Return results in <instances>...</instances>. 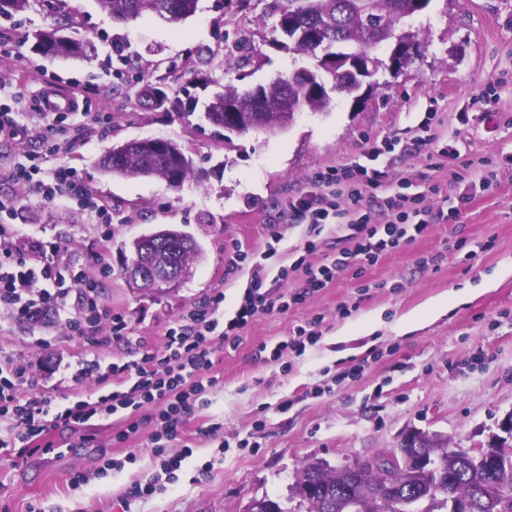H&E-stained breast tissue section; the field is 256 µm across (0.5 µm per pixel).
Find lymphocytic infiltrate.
I'll return each instance as SVG.
<instances>
[{"label":"lymphocytic infiltrate","mask_w":512,"mask_h":512,"mask_svg":"<svg viewBox=\"0 0 512 512\" xmlns=\"http://www.w3.org/2000/svg\"><path fill=\"white\" fill-rule=\"evenodd\" d=\"M434 118L433 111H426L411 127L402 146H395L387 138L369 140L363 159L317 171L303 195L289 201L291 223L309 225L313 238L343 216L348 217L351 232V247L340 250L318 268L306 267L304 259H297V266L306 274L302 288L289 295L278 294L265 289L262 280H254L240 296L233 317L226 320L221 317L224 292L215 290L167 329L162 348L145 351L140 358L121 365L113 363L104 368L95 361L80 370L81 375L95 377L101 384L109 377H121L128 384L126 390L100 395L93 402L80 400L54 414L50 398L27 394V387L34 381L25 368L0 361V422L6 423L11 434L10 439L0 440V447H7L12 439L30 443L58 425L78 432L91 418L106 419L121 409L136 411L146 406L154 409L155 438L177 439L198 400L218 383L212 374L215 353L237 346L257 315L288 311L350 268L374 264L383 254L421 235L429 225L460 217V207H433V199L441 194L439 185H428L414 194L394 187L390 170L395 150L416 154L438 146L440 156L461 160L463 167L471 170L469 189L483 193L493 188L495 174L488 170L486 161L462 159L457 140L441 144ZM0 181L12 182L45 201L69 196L83 208L95 211L101 223L113 221L75 167L59 164L45 170L36 163L1 160ZM16 205L15 199H0V308L16 319L36 321L48 308L64 309L74 289L83 303L82 313L68 321L74 335L86 337L96 346L122 340L126 326L117 315L112 318L108 335L97 333L101 320L98 279L81 269L61 268L48 256L46 246L26 249L19 244L14 226L4 220ZM313 238L307 241L306 251L314 250Z\"/></svg>","instance_id":"obj_1"}]
</instances>
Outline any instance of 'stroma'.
<instances>
[{
    "label": "stroma",
    "mask_w": 512,
    "mask_h": 512,
    "mask_svg": "<svg viewBox=\"0 0 512 512\" xmlns=\"http://www.w3.org/2000/svg\"><path fill=\"white\" fill-rule=\"evenodd\" d=\"M266 3L199 0L196 13L180 22L144 17L120 23L97 0H64L56 13L45 0H34L22 15L0 18V84L9 91L0 106L29 130L0 142V156L17 161L40 152L35 131L46 119L36 105L44 87L64 97L83 88L93 109L111 116L89 127L74 114L66 137L79 145L57 161L76 167L122 223H98L70 197L47 203L0 182V198L22 199L12 222L24 240L59 245L65 262L92 276L98 273L96 253L107 254L102 308L127 324L126 339L109 346L73 335L68 319L81 308L74 290L65 309H48L36 323L0 312V359L27 367L53 410L124 389L117 377L106 388L74 373L86 362L105 366L137 357L143 346L161 347L166 330L216 289H223L224 312L232 314L252 275L247 269L229 273L235 248L259 253L275 244L290 274L281 280L276 270L261 269L264 287L278 293L300 288L305 275L292 268L298 257L315 268L349 241L327 229L313 238L307 225L289 223L288 200L306 190L315 172L358 156L366 137L407 139L428 100L436 102L442 136L458 139L471 158L494 161L495 189L462 206L458 222L429 225L361 274L345 272L302 305L258 315L237 348L217 352L220 384L207 393V406L187 417L181 438L167 445L171 454L192 450L173 482L153 495L131 497L134 484L156 477L160 460L151 439L152 408L136 412L140 429L124 443L115 439L131 417L122 410L91 419L88 442L61 425L46 435L52 450L0 448V512H246L255 499L287 500L307 461L340 467L388 452L412 428L472 451L512 412V274L421 329L401 334L394 328L448 290L512 266V0H432L415 20L418 54L400 71L378 75L367 99L340 96L331 111L302 112L285 131L228 141L206 121L203 103L224 86L247 88L309 63L269 45L275 19L266 14ZM57 23L89 39L94 58L33 54L28 35ZM238 28L252 43L240 64L229 60L222 39ZM199 45L212 50L204 66L194 54ZM127 57L145 76L164 79L176 100L183 97L182 82L169 75L170 64L182 74L205 70L191 90L199 108L150 112L136 106L133 89L116 77ZM487 89L490 120L469 108ZM463 112L469 115L464 123ZM143 138L180 144L203 170L202 185L177 190L159 179L117 178L101 170L98 162L112 146ZM461 172L459 161L435 162L424 152L396 156L392 165L394 182L416 191L438 184L452 206ZM168 225L192 235L200 256L178 287L153 294L132 289L120 271L124 252L136 238ZM310 238L316 248L308 253ZM316 316L319 340L304 353L288 351L273 362L260 352V345L275 347ZM355 367L361 373L354 378Z\"/></svg>",
    "instance_id": "35a3bbf8"
}]
</instances>
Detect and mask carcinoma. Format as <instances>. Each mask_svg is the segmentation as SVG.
Wrapping results in <instances>:
<instances>
[{
	"label": "carcinoma",
	"instance_id": "obj_1",
	"mask_svg": "<svg viewBox=\"0 0 512 512\" xmlns=\"http://www.w3.org/2000/svg\"><path fill=\"white\" fill-rule=\"evenodd\" d=\"M31 0H0V17H13L26 12ZM271 0L268 10L277 17L271 30L272 44L282 50L308 56L312 65L307 77L300 70L271 79L242 91L232 87L214 94L205 117L214 126L232 134L283 129L285 119L309 110L327 112L333 95L354 93L351 80L336 75V66H348L358 56L369 59L364 77L370 78L386 69L385 59L373 53L379 46L403 45L415 50L419 32L412 21L424 12L431 0ZM112 19L120 22L143 16H157L170 22L182 21L196 13L198 0H98ZM32 50L38 55L88 59L95 52L92 43L76 36L60 34V28L40 29L32 34ZM131 81L141 83L135 103L147 110L165 109L171 103L160 86L137 76ZM106 174L123 178H157L173 188L184 183L202 182L181 145L167 139L160 148H151L137 140L113 146L100 159ZM196 241L177 229L152 233L133 243L132 262L152 277H166L178 268L187 272L189 263L199 257ZM437 450L441 455L442 482L435 475L408 471L401 478V487L390 491L379 474L359 475L345 470L327 475L323 463L314 460L302 468L295 488L303 493L306 512H342L340 502L349 495L365 494L396 502L406 489L426 499L440 493L456 498L459 512H512V453L492 457L481 463L448 451L447 445L428 435L420 436L413 453L421 456ZM248 512H288L270 498L253 501Z\"/></svg>",
	"mask_w": 512,
	"mask_h": 512
}]
</instances>
